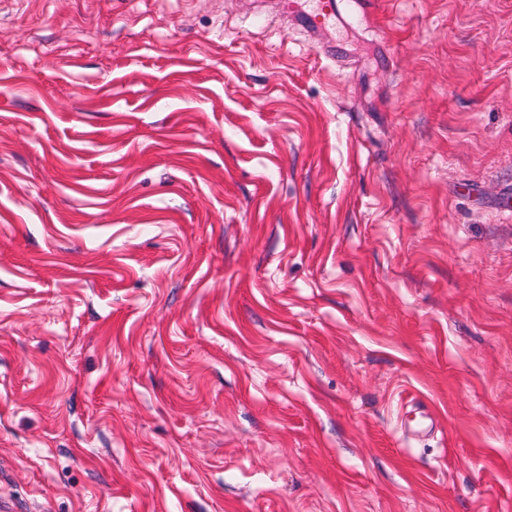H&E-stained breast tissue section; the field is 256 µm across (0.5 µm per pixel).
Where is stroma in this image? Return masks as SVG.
<instances>
[{"label":"stroma","mask_w":512,"mask_h":512,"mask_svg":"<svg viewBox=\"0 0 512 512\" xmlns=\"http://www.w3.org/2000/svg\"><path fill=\"white\" fill-rule=\"evenodd\" d=\"M274 2L0 0V512H512V0ZM301 1L290 0L288 10L289 21L296 24L310 35H319L338 13V2L335 0H317L312 9L300 8Z\"/></svg>","instance_id":"obj_1"}]
</instances>
